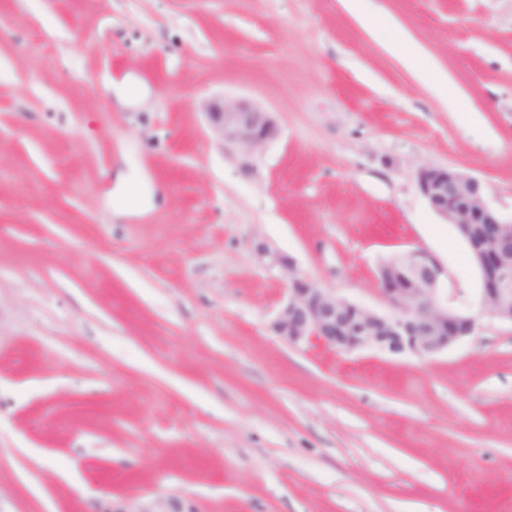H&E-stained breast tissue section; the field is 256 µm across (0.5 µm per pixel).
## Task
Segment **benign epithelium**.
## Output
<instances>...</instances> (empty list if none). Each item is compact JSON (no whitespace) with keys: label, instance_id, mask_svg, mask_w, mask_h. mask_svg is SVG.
Instances as JSON below:
<instances>
[{"label":"benign epithelium","instance_id":"obj_1","mask_svg":"<svg viewBox=\"0 0 512 512\" xmlns=\"http://www.w3.org/2000/svg\"><path fill=\"white\" fill-rule=\"evenodd\" d=\"M213 131L245 154L261 149L278 134L272 115L234 100L206 105ZM418 186L432 210L459 234L483 224L482 241L472 250L481 288L469 310L448 305V272L428 251L412 248L379 268L386 309L351 302L307 278L291 276L293 262L267 247L258 253L289 278L288 299L271 328L294 346L320 343L342 352L363 349L431 357L473 335L488 312L512 323V217L492 208L480 181L450 168H423Z\"/></svg>","mask_w":512,"mask_h":512}]
</instances>
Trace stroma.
Wrapping results in <instances>:
<instances>
[{
  "label": "stroma",
  "mask_w": 512,
  "mask_h": 512,
  "mask_svg": "<svg viewBox=\"0 0 512 512\" xmlns=\"http://www.w3.org/2000/svg\"><path fill=\"white\" fill-rule=\"evenodd\" d=\"M222 97L277 137L222 143ZM424 167L512 214V0H0V512H512V324L430 358L270 329L261 243L379 310V265L423 248L468 309ZM140 170L153 206L118 212Z\"/></svg>",
  "instance_id": "35a3bbf8"
}]
</instances>
